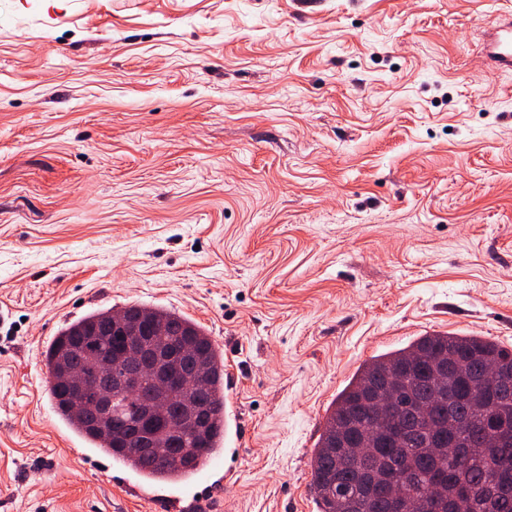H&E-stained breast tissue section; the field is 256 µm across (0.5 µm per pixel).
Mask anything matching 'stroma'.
Wrapping results in <instances>:
<instances>
[{
    "label": "stroma",
    "instance_id": "obj_1",
    "mask_svg": "<svg viewBox=\"0 0 512 512\" xmlns=\"http://www.w3.org/2000/svg\"><path fill=\"white\" fill-rule=\"evenodd\" d=\"M512 0H0V512H318L310 459L370 359L512 348ZM139 303L224 353L223 483L77 435L42 353ZM480 25L486 35L487 57L495 63L493 74L512 70V15L491 14Z\"/></svg>",
    "mask_w": 512,
    "mask_h": 512
}]
</instances>
